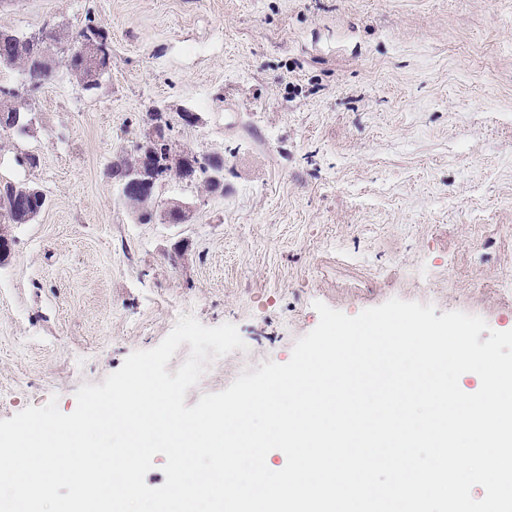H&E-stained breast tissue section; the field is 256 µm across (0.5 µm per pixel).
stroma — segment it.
I'll return each instance as SVG.
<instances>
[{
    "mask_svg": "<svg viewBox=\"0 0 512 512\" xmlns=\"http://www.w3.org/2000/svg\"><path fill=\"white\" fill-rule=\"evenodd\" d=\"M89 21L112 40L98 88L59 70L25 132L0 131V181L47 196L4 229L0 419L72 412L183 315L247 345L208 363L189 407L287 362L317 301L512 330V0H0L19 33ZM157 106L177 146L224 156V198L158 184L198 202L186 224L135 222L107 172Z\"/></svg>",
    "mask_w": 512,
    "mask_h": 512,
    "instance_id": "stroma-1",
    "label": "stroma"
}]
</instances>
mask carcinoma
I'll list each match as a JSON object with an SVG mask.
<instances>
[{
  "label": "carcinoma",
  "instance_id": "1",
  "mask_svg": "<svg viewBox=\"0 0 512 512\" xmlns=\"http://www.w3.org/2000/svg\"><path fill=\"white\" fill-rule=\"evenodd\" d=\"M89 35H97L105 41L107 52H112L108 33L101 27L88 22L72 36L73 46H78ZM39 39L23 38L15 33L10 34L6 40L0 38V66L15 69L23 78L21 90L0 87V116H9L21 112L15 105L19 93L33 95L44 85L50 83L55 75L53 64L40 60ZM62 62L66 71L76 82L86 90L98 87L99 79L92 76L83 66L77 56L67 53ZM156 146L144 139L136 144L133 152L114 162L108 169L112 179L120 178L123 172L137 162L142 153H152ZM178 153L192 159L197 164V172L190 184L197 188V192L204 198L213 194L210 173L207 168L208 156L200 154L190 148H182ZM44 192L37 191V186L26 182H0V216L9 224H28L34 221L32 214L44 209L40 198ZM130 212L142 224H149L165 218L167 207L157 200L155 193H129L124 196Z\"/></svg>",
  "mask_w": 512,
  "mask_h": 512
}]
</instances>
